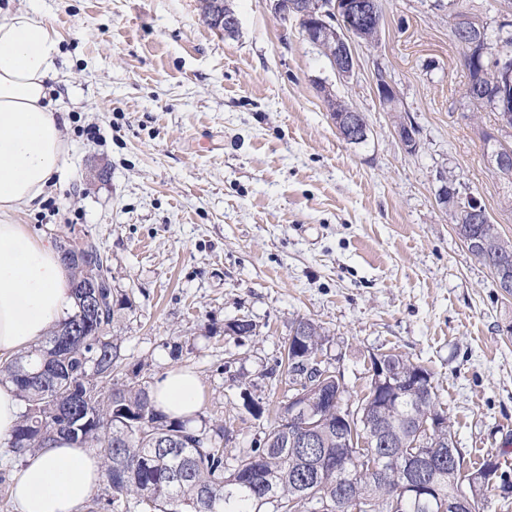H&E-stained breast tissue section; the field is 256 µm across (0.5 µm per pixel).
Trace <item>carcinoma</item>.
I'll return each mask as SVG.
<instances>
[{
	"mask_svg": "<svg viewBox=\"0 0 512 512\" xmlns=\"http://www.w3.org/2000/svg\"><path fill=\"white\" fill-rule=\"evenodd\" d=\"M501 58L512 59V23L486 31V46L465 47L466 91L474 102L492 107L486 92ZM485 140L492 142L487 156L495 173L512 189V146L505 147L490 135ZM448 220L457 231L468 228L478 237L480 246L473 256L485 267L512 264V243L489 215L479 224H462L460 212L450 203ZM72 293V312L50 330L44 344L1 367L0 378L14 385L24 404L7 453L21 459L60 439L100 445L105 498L93 501L90 512L132 506L139 512H295L299 506L301 512H323L326 499L334 500L331 512H354L366 501L370 512H394L399 489L412 477L406 458L416 450L417 432L433 421L437 427L424 447L435 458L425 478L433 493L429 499L405 501L402 512H439L438 503H451L459 492L472 502L470 512H477L492 490L499 469L495 460L488 458L468 473L463 461L454 464L439 457L441 447L453 443L454 437L432 372L400 354H382L388 374L380 382L370 380L368 392L358 401L361 415L373 422L380 440L364 432L366 447H340L336 408L325 406L311 447L293 442L278 423L253 447L232 449L224 446L225 427L210 433L166 416L157 408L148 381L115 380L122 354L109 332L125 302H114L112 289H103L102 312L89 327L88 341L81 346L68 343L65 333L83 318L80 289L74 287ZM295 326L302 335L285 347L286 359L297 356L299 349L321 350L326 339L321 324L301 319ZM418 379L428 385L421 396L410 391ZM71 390L84 396L82 408L94 418L87 428L57 404ZM203 435L208 443L198 448L197 437Z\"/></svg>",
	"mask_w": 512,
	"mask_h": 512,
	"instance_id": "1",
	"label": "carcinoma"
}]
</instances>
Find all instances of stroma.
I'll return each instance as SVG.
<instances>
[{
    "mask_svg": "<svg viewBox=\"0 0 512 512\" xmlns=\"http://www.w3.org/2000/svg\"><path fill=\"white\" fill-rule=\"evenodd\" d=\"M64 37L53 105L64 172L20 220L47 241L91 236L109 257L115 375L199 379L194 427L252 447L288 393L284 348L300 318L324 324L323 366L351 402L374 355L434 375L466 469L496 457L512 482V296L467 249L438 190L454 177L512 239V204L487 161L493 112L465 96L462 50L436 0H380L376 41L340 79L267 0H232L227 36L198 0H13ZM397 97L380 102L376 70ZM363 112L343 141L327 100ZM411 121L418 145L396 135ZM246 318L254 335L228 336Z\"/></svg>",
    "mask_w": 512,
    "mask_h": 512,
    "instance_id": "obj_1",
    "label": "stroma"
}]
</instances>
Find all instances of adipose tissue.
Masks as SVG:
<instances>
[{"instance_id": "obj_1", "label": "adipose tissue", "mask_w": 512, "mask_h": 512, "mask_svg": "<svg viewBox=\"0 0 512 512\" xmlns=\"http://www.w3.org/2000/svg\"><path fill=\"white\" fill-rule=\"evenodd\" d=\"M63 37L36 8L0 7V361L30 348L66 317L74 299L56 249L17 219L40 206L60 173L64 143L49 81L59 76ZM199 380L168 372L152 396L167 415L194 417ZM102 478L97 457L60 441L25 455L12 472L17 512H79Z\"/></svg>"}]
</instances>
